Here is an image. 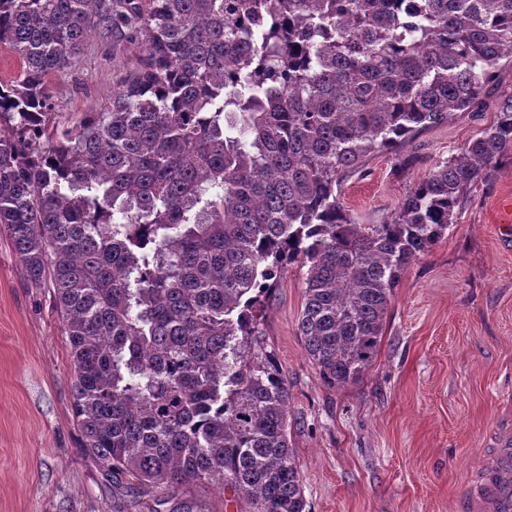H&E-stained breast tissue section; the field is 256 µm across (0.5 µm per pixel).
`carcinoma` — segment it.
Wrapping results in <instances>:
<instances>
[{
  "label": "carcinoma",
  "mask_w": 512,
  "mask_h": 512,
  "mask_svg": "<svg viewBox=\"0 0 512 512\" xmlns=\"http://www.w3.org/2000/svg\"><path fill=\"white\" fill-rule=\"evenodd\" d=\"M127 28L138 70L50 120L46 79ZM0 234L53 288L82 447L137 493L213 481L250 512H309L288 379L263 347L285 265L323 382L361 380L393 290L512 159V95L381 224L336 186L370 153L471 112L512 59V0H0Z\"/></svg>",
  "instance_id": "carcinoma-1"
}]
</instances>
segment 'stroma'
<instances>
[{"label": "stroma", "instance_id": "obj_1", "mask_svg": "<svg viewBox=\"0 0 512 512\" xmlns=\"http://www.w3.org/2000/svg\"><path fill=\"white\" fill-rule=\"evenodd\" d=\"M139 62L124 35L95 31L64 73L47 80L51 112L68 124L107 104ZM512 92L501 63L474 111L375 152L346 173L339 199L362 224L394 213L413 184L459 153ZM512 160L464 199L445 234L402 274L378 357L363 380L328 387L298 333L306 269L281 272L262 327L291 393L290 439L310 512H456L469 473L512 397ZM72 366L51 290L30 284L0 237V512H149L151 495L115 494L88 456L72 412ZM193 512H248L217 484L183 485Z\"/></svg>", "mask_w": 512, "mask_h": 512}]
</instances>
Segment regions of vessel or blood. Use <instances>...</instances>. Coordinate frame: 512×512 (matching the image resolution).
<instances>
[{
  "label": "vessel or blood",
  "mask_w": 512,
  "mask_h": 512,
  "mask_svg": "<svg viewBox=\"0 0 512 512\" xmlns=\"http://www.w3.org/2000/svg\"><path fill=\"white\" fill-rule=\"evenodd\" d=\"M469 490L471 512H512V430L496 436Z\"/></svg>",
  "instance_id": "vessel-or-blood-1"
}]
</instances>
